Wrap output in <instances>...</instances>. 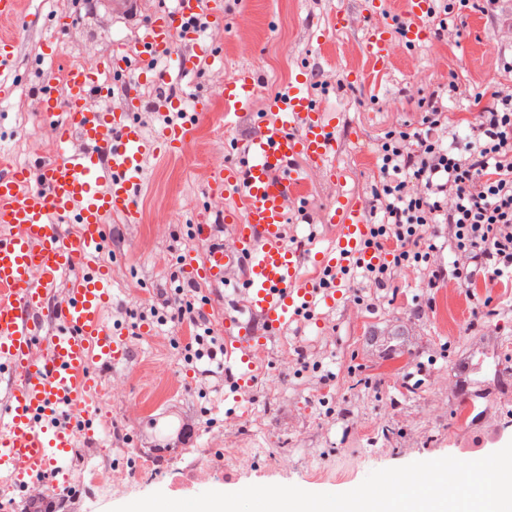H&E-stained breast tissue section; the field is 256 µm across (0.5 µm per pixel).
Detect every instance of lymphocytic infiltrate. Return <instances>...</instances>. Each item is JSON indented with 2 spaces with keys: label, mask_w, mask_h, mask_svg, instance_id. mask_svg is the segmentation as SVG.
I'll use <instances>...</instances> for the list:
<instances>
[{
  "label": "lymphocytic infiltrate",
  "mask_w": 512,
  "mask_h": 512,
  "mask_svg": "<svg viewBox=\"0 0 512 512\" xmlns=\"http://www.w3.org/2000/svg\"><path fill=\"white\" fill-rule=\"evenodd\" d=\"M502 67L504 77L465 141L444 145L449 112L435 95L420 101L419 126L391 129L380 141L369 212L383 219L370 225L366 246L383 259L363 265L352 289L357 305L409 275H422L432 288L450 281L464 292L479 278L512 281V61ZM445 248L447 264L438 260ZM197 294L180 285L163 305L148 303L136 313L142 323L193 326L181 348L188 364L217 361L224 351Z\"/></svg>",
  "instance_id": "lymphocytic-infiltrate-1"
}]
</instances>
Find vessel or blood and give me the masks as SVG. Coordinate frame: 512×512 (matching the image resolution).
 Segmentation results:
<instances>
[{
  "label": "vessel or blood",
  "mask_w": 512,
  "mask_h": 512,
  "mask_svg": "<svg viewBox=\"0 0 512 512\" xmlns=\"http://www.w3.org/2000/svg\"><path fill=\"white\" fill-rule=\"evenodd\" d=\"M432 0H406L402 37L407 43L427 32ZM199 0H171L169 7L142 24L138 48L155 61L177 60L194 70L220 50L193 24ZM22 36L0 37V101L22 83L18 61ZM188 43L193 55L176 54ZM394 38L389 26L372 27L362 50L377 70L391 59ZM136 63L119 54L95 69L69 70L64 87L46 83L40 110L52 117L66 109L64 123L54 125L59 156L0 166V481H6L33 512H51L47 497L32 490L41 478L66 482L71 452L80 435H93L97 409L94 364L109 365L122 355L120 337L106 332L104 315L112 303V275L100 265L106 243L105 219L122 215L139 220L147 156H171L188 145L201 114L188 113L180 124L146 134L137 120L141 100L131 78ZM124 82V100L111 111L88 110V96H112V81ZM257 83L248 72L226 84V104L242 107ZM85 144L69 151L72 136ZM340 141L335 113L323 111L306 88L305 77L289 84L273 103L272 120L260 131L236 141V167L211 181L212 193L241 200L242 207L224 213L234 233L233 248L211 245L201 260H188L201 276L221 287L224 305V349L239 386L251 382V355L278 335L290 319L313 300L310 280L302 271L313 263L330 279L327 302L354 260L372 261L364 205L340 201L329 208L343 234L335 247L312 254L287 240V208L299 194L297 157L327 173L336 171ZM70 223L67 233L62 223ZM77 273L66 302L50 309L52 291L68 273Z\"/></svg>",
  "instance_id": "vessel-or-blood-1"
}]
</instances>
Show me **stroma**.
I'll use <instances>...</instances> for the list:
<instances>
[{
    "label": "stroma",
    "instance_id": "1",
    "mask_svg": "<svg viewBox=\"0 0 512 512\" xmlns=\"http://www.w3.org/2000/svg\"><path fill=\"white\" fill-rule=\"evenodd\" d=\"M224 29L215 33L221 55L214 63L184 73L169 68L162 83L139 86L144 107L152 108L150 127L167 121L158 109L161 95L198 106L202 117L190 146L171 157H147L149 181L139 200L138 223L121 215L106 220L107 243L101 262L112 273L114 300L108 321L124 326L125 356L115 366L97 368L98 413L94 427L99 445L76 448L67 485L79 491L83 512L113 508L163 492L172 499L200 494L215 472H232L236 485H311L314 472L338 474L336 491L359 486L375 470L446 456L465 458L463 446L479 426L496 436L481 459L512 442V288L477 284L474 300L447 295L445 287L428 288L422 278L403 280L377 307L340 299L335 308L318 307L313 320L291 323L284 337L255 352L266 376L252 397L229 386L200 390L179 344L194 331L185 325H151L141 334L130 329V311L162 303L174 285L193 284L204 294L212 289L198 271L187 270V253L202 255L207 243L192 226L201 208H209L214 240L233 245L224 222L226 200L207 195L210 168L205 158L237 163L230 147L266 116L278 92L302 74L314 100L335 113L344 146L336 154L342 180L297 166L303 174L300 196L288 216L297 248H327L342 234L327 212L337 198L369 200L376 184L375 150L391 128L419 125L422 98L447 100L449 136H466L480 110L475 93L489 94L500 79L506 36L484 15L479 0L455 6L449 26L458 36L441 38L436 28L396 53L382 71L357 58L371 25L357 0H223ZM66 9L69 21L59 33L62 51L41 62V30L54 11ZM350 16L335 30L337 11ZM22 18L0 19V34L15 31L21 19L32 22L22 40L19 67L24 81L0 102V149L19 161L57 156L52 124L36 100L49 81L63 84L69 67L91 58L113 57L119 46L133 47L136 21L115 20L89 0H21ZM255 73L259 86L243 109L224 103V85L243 72ZM464 81L469 96L455 97L453 79ZM491 304H484V297ZM178 346H171V339ZM319 354L326 385L317 387L299 372L302 354ZM177 409L183 423H197L195 436L159 460L151 448L135 451L129 433ZM240 449L241 459L225 457ZM97 469L99 486L88 484L86 469ZM111 486V494L101 485Z\"/></svg>",
    "mask_w": 512,
    "mask_h": 512
}]
</instances>
